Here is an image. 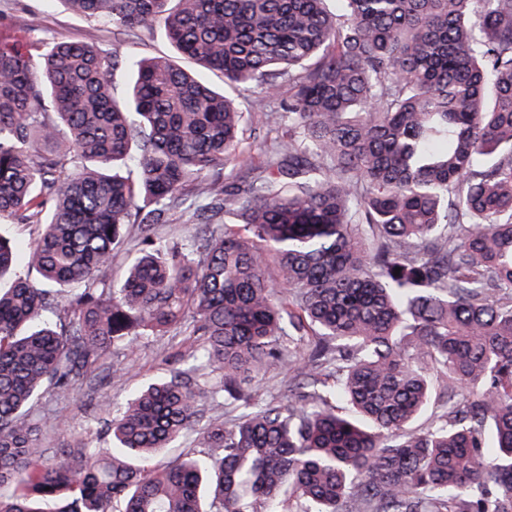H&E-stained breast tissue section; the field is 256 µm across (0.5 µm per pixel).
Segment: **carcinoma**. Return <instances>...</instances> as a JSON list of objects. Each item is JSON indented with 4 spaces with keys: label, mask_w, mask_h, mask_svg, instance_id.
<instances>
[{
    "label": "carcinoma",
    "mask_w": 512,
    "mask_h": 512,
    "mask_svg": "<svg viewBox=\"0 0 512 512\" xmlns=\"http://www.w3.org/2000/svg\"><path fill=\"white\" fill-rule=\"evenodd\" d=\"M65 2L256 94L263 163L171 59L0 45V218L42 227L26 273L0 235V512H512V0ZM170 332L219 380L173 369L48 457L41 400ZM289 351L288 404L255 401ZM221 397L251 410L201 422ZM191 215L185 212H177L172 216L171 224H162L159 235L171 239L181 240L186 236V231L191 227ZM136 242L132 238H126L125 241L114 252L112 259V269L108 272V277L115 284L118 283L125 272L126 265L136 251Z\"/></svg>",
    "instance_id": "carcinoma-1"
}]
</instances>
